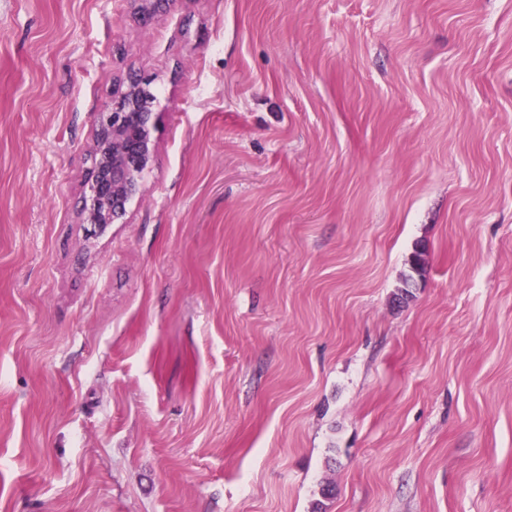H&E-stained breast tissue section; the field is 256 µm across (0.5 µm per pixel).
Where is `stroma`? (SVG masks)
I'll return each mask as SVG.
<instances>
[{
    "label": "stroma",
    "mask_w": 512,
    "mask_h": 512,
    "mask_svg": "<svg viewBox=\"0 0 512 512\" xmlns=\"http://www.w3.org/2000/svg\"><path fill=\"white\" fill-rule=\"evenodd\" d=\"M0 512H512V0H0ZM153 103L134 76L124 92L104 103L86 178L85 223L98 228L115 223L125 216L129 202L142 195V173L152 162L156 145Z\"/></svg>",
    "instance_id": "1"
}]
</instances>
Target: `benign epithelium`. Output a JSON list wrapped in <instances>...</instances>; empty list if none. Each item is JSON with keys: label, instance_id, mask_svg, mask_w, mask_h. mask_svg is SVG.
<instances>
[{"label": "benign epithelium", "instance_id": "benign-epithelium-1", "mask_svg": "<svg viewBox=\"0 0 512 512\" xmlns=\"http://www.w3.org/2000/svg\"><path fill=\"white\" fill-rule=\"evenodd\" d=\"M154 99L131 76L119 96L104 103L94 134L83 202L85 223L98 228L120 220L142 195V173L155 153Z\"/></svg>", "mask_w": 512, "mask_h": 512}]
</instances>
